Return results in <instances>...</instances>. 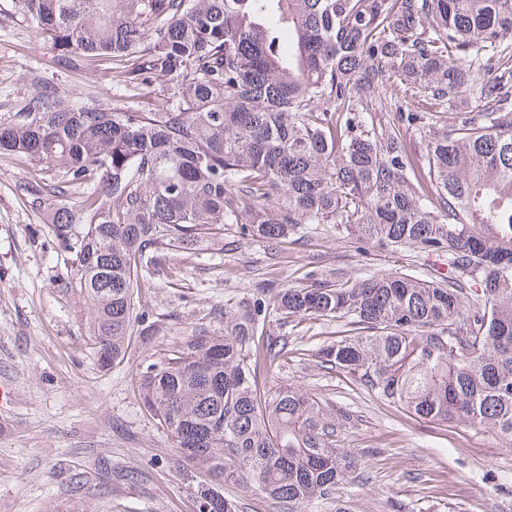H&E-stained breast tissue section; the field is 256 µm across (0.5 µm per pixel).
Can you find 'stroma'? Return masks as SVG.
<instances>
[{
    "label": "stroma",
    "mask_w": 512,
    "mask_h": 512,
    "mask_svg": "<svg viewBox=\"0 0 512 512\" xmlns=\"http://www.w3.org/2000/svg\"><path fill=\"white\" fill-rule=\"evenodd\" d=\"M37 79L118 110L161 103L88 67L59 72L17 0H0L1 118L21 107ZM29 180L47 183L51 175L0 158V383L14 388L12 402L0 406V512H193L175 443L140 398L142 368L199 328L223 335L226 301L259 285L394 272L425 278L437 267L435 256L381 249L331 224L275 242L244 239L228 224L223 247L173 256L178 281L140 289L159 331L147 344L131 337L123 362L104 369L90 345L88 308L67 275L68 255L46 211L18 190ZM342 328L324 319L289 328L295 352L268 375L271 387L351 411L340 447L373 451L363 482L340 484L297 512H512V440L417 418L372 399L348 375L320 370V349Z\"/></svg>",
    "instance_id": "obj_1"
}]
</instances>
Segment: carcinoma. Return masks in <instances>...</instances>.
Segmentation results:
<instances>
[{
    "mask_svg": "<svg viewBox=\"0 0 512 512\" xmlns=\"http://www.w3.org/2000/svg\"><path fill=\"white\" fill-rule=\"evenodd\" d=\"M19 4L58 68L110 64L164 100L116 111L37 81L0 124V156L55 172L18 190L51 213L101 366L159 331L135 290L178 275L169 253L224 243L226 224L266 241L334 224L448 267L260 286L224 307V335L149 364L140 396L198 512H238L231 479L279 512L364 480L338 446L350 413L267 389L292 353L274 328L293 322L341 321L319 364L381 404L512 439V0Z\"/></svg>",
    "mask_w": 512,
    "mask_h": 512,
    "instance_id": "cac0c4a2",
    "label": "carcinoma"
}]
</instances>
